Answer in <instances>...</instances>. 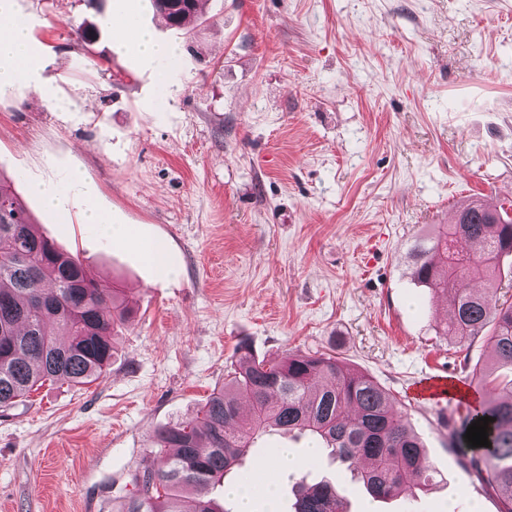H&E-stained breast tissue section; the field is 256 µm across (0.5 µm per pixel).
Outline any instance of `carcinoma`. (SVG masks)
I'll use <instances>...</instances> for the list:
<instances>
[{"label": "carcinoma", "instance_id": "carcinoma-1", "mask_svg": "<svg viewBox=\"0 0 512 512\" xmlns=\"http://www.w3.org/2000/svg\"><path fill=\"white\" fill-rule=\"evenodd\" d=\"M154 8L177 29L200 24V0H181L175 12ZM512 201L473 198L449 224H434L410 249V275L432 294L450 297L437 333L463 345L486 334L488 362L471 382L496 391L478 410H456L449 444L472 422L491 417V446L464 457L484 492L500 497L499 512H512V302L499 301L494 284L512 255ZM121 288L91 278L83 261L37 233L36 220L12 180L0 177V408L12 407L45 383L86 385L112 359L113 336L131 317ZM246 395L249 411L239 397ZM296 431L347 467L377 500H389L412 483L429 481L425 446L405 422L395 398L372 378L334 356L290 353L255 357L241 342L224 385L196 417L158 429L152 444L161 466L133 475L137 492L121 512H233L211 490L241 468L246 457L269 451L258 445L267 432ZM290 512H345L329 481L297 482Z\"/></svg>", "mask_w": 512, "mask_h": 512}]
</instances>
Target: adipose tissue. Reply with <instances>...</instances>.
I'll list each match as a JSON object with an SVG mask.
<instances>
[{"label":"adipose tissue","mask_w":512,"mask_h":512,"mask_svg":"<svg viewBox=\"0 0 512 512\" xmlns=\"http://www.w3.org/2000/svg\"><path fill=\"white\" fill-rule=\"evenodd\" d=\"M112 25L116 31L118 51L147 59H175L172 47L156 42L139 27L134 12L121 13ZM43 72L41 61L32 50L29 26L0 12V85L38 90L45 83Z\"/></svg>","instance_id":"obj_1"}]
</instances>
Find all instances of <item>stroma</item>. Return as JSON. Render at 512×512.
I'll list each match as a JSON object with an SVG mask.
<instances>
[{
	"label": "stroma",
	"instance_id": "obj_1",
	"mask_svg": "<svg viewBox=\"0 0 512 512\" xmlns=\"http://www.w3.org/2000/svg\"><path fill=\"white\" fill-rule=\"evenodd\" d=\"M118 5L6 4L46 83L0 87V173L135 315L96 381L0 410V512H118L132 474L160 464L154 432L196 414L242 342L338 357L421 437L433 482L387 501L317 458L310 481L336 484L347 512H498L449 445L461 401L418 394L441 376L486 399L470 372L487 339L436 335L450 299L415 286L407 252L467 197L512 196V0H204L191 36L144 5L173 64L113 52ZM36 183L69 190L64 217ZM90 201L131 239L86 223Z\"/></svg>",
	"mask_w": 512,
	"mask_h": 512
}]
</instances>
